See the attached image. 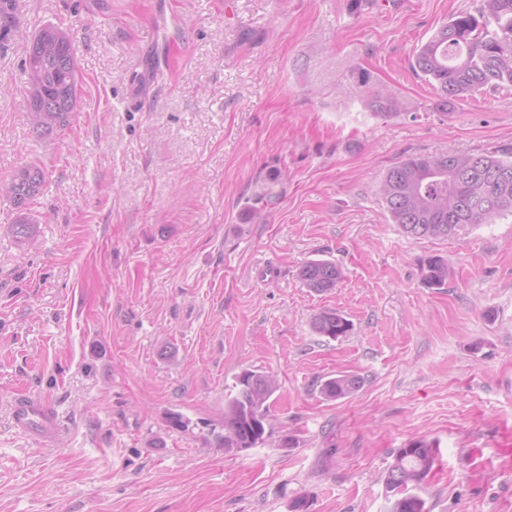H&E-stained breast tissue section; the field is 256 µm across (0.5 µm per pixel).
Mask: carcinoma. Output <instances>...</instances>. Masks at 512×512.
<instances>
[{
    "label": "carcinoma",
    "mask_w": 512,
    "mask_h": 512,
    "mask_svg": "<svg viewBox=\"0 0 512 512\" xmlns=\"http://www.w3.org/2000/svg\"><path fill=\"white\" fill-rule=\"evenodd\" d=\"M16 0H0V41L18 33ZM73 35L54 25L41 27L26 46L28 120L41 139L65 129L85 101L79 92V74ZM413 71L436 87L443 99L512 87V0H482L477 13L453 15L416 49ZM45 183V171L33 163L19 168L0 193L16 212L11 232L19 242L33 240L36 222L29 210ZM378 192L393 223L415 239H445L473 224H491L506 211L512 213V148L491 153L411 155L388 169ZM424 279L440 286L448 278V264L429 256L423 264ZM298 278L321 294L336 287L339 266L324 259L306 262ZM314 332L328 339L344 337L352 324L336 311H322L312 323ZM239 390L224 406V434L217 442L227 453L263 444L272 435L267 402L278 389L276 379L246 371L238 378ZM363 380L356 374H340L320 384L328 400L353 396ZM434 446L414 440L395 454L386 482L392 489L419 485L432 469ZM392 512H425L416 495L397 499Z\"/></svg>",
    "instance_id": "1"
}]
</instances>
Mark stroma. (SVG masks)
Masks as SVG:
<instances>
[{
	"label": "stroma",
	"mask_w": 512,
	"mask_h": 512,
	"mask_svg": "<svg viewBox=\"0 0 512 512\" xmlns=\"http://www.w3.org/2000/svg\"><path fill=\"white\" fill-rule=\"evenodd\" d=\"M480 4L25 0L23 39L0 42V183L35 162L46 184L30 247L0 199V512H390L417 439L437 447L428 512H512V214L416 240L378 194L410 155L512 145V89L446 102L410 66ZM47 24L74 35L86 109L42 141L23 61ZM312 259L335 289L303 286ZM325 309L347 336L314 333ZM246 370L278 377L273 435L227 453L214 431ZM342 373L361 389L324 399ZM29 392L67 426L52 445L10 424ZM424 279L430 286H440L448 278V264L440 256H429L423 264ZM298 278L311 291L326 293L336 288L341 279V269L330 260L313 259L300 268ZM363 380L356 374H340L320 384V394L328 400H339L353 396L362 386Z\"/></svg>",
	"instance_id": "1"
}]
</instances>
